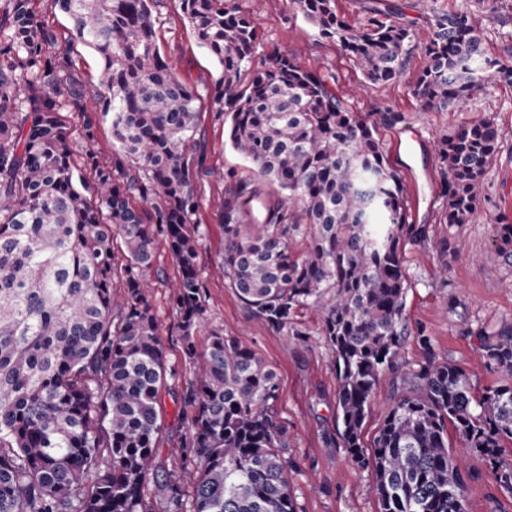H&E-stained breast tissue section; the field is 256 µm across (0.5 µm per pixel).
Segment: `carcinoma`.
<instances>
[{
    "label": "carcinoma",
    "instance_id": "obj_1",
    "mask_svg": "<svg viewBox=\"0 0 512 512\" xmlns=\"http://www.w3.org/2000/svg\"><path fill=\"white\" fill-rule=\"evenodd\" d=\"M163 0H48L70 16L67 37L42 19L41 0H0V512H298L288 482L284 425L272 407L276 372L246 344L211 333L188 152L197 90L160 56L152 7ZM336 42L372 84L402 74L417 50L426 65L413 94L424 110L461 107L489 80L512 85V55H486L465 12L436 13L432 38L389 7L358 27L336 0H289ZM199 45L222 67L212 108L228 138L266 179L224 195V276L257 317L281 330L292 311L321 308V333L339 373V436L373 475L379 512H467L468 486L449 433L489 465L512 495V324L482 337L480 358L502 381L474 393L471 375L431 357L404 378L371 451L362 432L372 396L407 326L405 238L398 173L375 125L345 107L324 76L275 56L243 88L259 38L240 0H179ZM74 41L104 64L106 91L73 63ZM111 116L112 157L77 148L97 139L88 102ZM83 116L74 132L63 105ZM500 132L484 116L439 142L446 223L467 224L477 188L497 162ZM164 237L178 276L169 284L188 363L178 416L183 461L166 468L164 395L175 377L146 293ZM306 240L295 251L297 238ZM123 291L114 293L116 247Z\"/></svg>",
    "mask_w": 512,
    "mask_h": 512
}]
</instances>
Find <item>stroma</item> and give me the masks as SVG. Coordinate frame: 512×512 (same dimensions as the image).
<instances>
[{"mask_svg": "<svg viewBox=\"0 0 512 512\" xmlns=\"http://www.w3.org/2000/svg\"><path fill=\"white\" fill-rule=\"evenodd\" d=\"M396 4L413 21L417 42L433 35L428 20L437 12L470 13L480 28L490 57L512 53V0H497L495 11L480 0H337L339 14L354 26L372 11ZM156 44L172 71L192 87H213L220 75L214 58L200 47L178 4L153 13ZM258 33L253 67L275 56L294 60L303 69L325 75L332 92L345 99L352 112L377 125L376 135L391 166L402 178L409 221L423 224L428 235L404 245L407 280L405 314L408 335L393 370L386 373L372 399L363 430L371 445L385 411L402 394V378L427 354L451 361L472 373L476 389L496 383L498 374L481 364V332H492L512 321V257L500 249L498 217L512 219V86L490 82L465 106L442 111L422 110L413 96V83L426 64L415 53L404 73L374 85L338 45L288 7V0H259ZM397 112L401 122L380 123L383 112ZM494 116L502 133L496 164L478 188V207L470 223L448 227L440 195L442 174L438 144L465 123ZM194 155L203 157L206 174L198 176L201 234L199 265L205 284L206 313L196 333L204 344L211 332L242 341L277 373L279 391L274 414L288 433V476L299 512H379L370 492L372 474L354 464L338 436L336 394L338 378L332 350L321 333V317L311 306L292 314L290 330H276L253 315L220 275L224 231L217 206L236 180L255 183L262 177L236 151L225 134L223 116L201 103L196 118ZM157 264L164 280L150 279L149 295L156 310L160 338L170 366L183 368L179 320L168 304L166 283L177 275L164 239L156 241ZM429 346H422V339ZM453 453L464 471L472 472L467 512H512V495L504 492L489 469L461 443Z\"/></svg>", "mask_w": 512, "mask_h": 512, "instance_id": "35a3bbf8", "label": "stroma"}]
</instances>
